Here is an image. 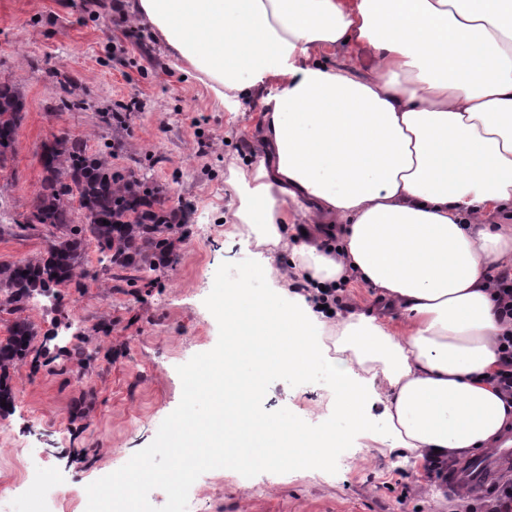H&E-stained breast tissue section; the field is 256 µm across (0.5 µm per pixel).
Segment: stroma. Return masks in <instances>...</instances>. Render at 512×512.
Segmentation results:
<instances>
[{
    "instance_id": "1",
    "label": "stroma",
    "mask_w": 512,
    "mask_h": 512,
    "mask_svg": "<svg viewBox=\"0 0 512 512\" xmlns=\"http://www.w3.org/2000/svg\"><path fill=\"white\" fill-rule=\"evenodd\" d=\"M321 60L366 79L379 73L368 48L341 44ZM0 83L26 98L15 148L0 167L5 223L23 222L43 178L42 146L60 136L82 139L93 151L112 144L114 168L147 174L165 191L161 205L189 208L174 262L137 287H119L91 244L85 262L98 280L71 292L64 307L41 296L26 311L38 334L0 421L13 442L0 450V491L16 475L14 459L39 449L56 473L54 493L74 506L88 484L153 441L181 399L177 366L217 342L218 324L204 300L223 262L251 256L225 236L238 206L228 167L261 157L266 91L242 94L237 111L216 109L203 85L184 76L151 30L115 0H0ZM67 84L82 110L54 111ZM133 98L142 107L126 112ZM120 111L126 124L106 127V116ZM51 234L41 226L0 235V263L39 257ZM101 322L110 324L109 334L93 336ZM79 400L91 408L83 420L72 415ZM263 407L306 415L318 430L333 416V390L320 383L297 393L278 380ZM344 456L333 474L307 469L248 479L215 469L190 491L198 512H470L486 494L479 486L438 492L425 465L364 432Z\"/></svg>"
}]
</instances>
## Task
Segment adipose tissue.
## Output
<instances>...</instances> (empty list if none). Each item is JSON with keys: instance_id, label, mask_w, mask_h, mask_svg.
Masks as SVG:
<instances>
[{"instance_id": "ef3b65f1", "label": "adipose tissue", "mask_w": 512, "mask_h": 512, "mask_svg": "<svg viewBox=\"0 0 512 512\" xmlns=\"http://www.w3.org/2000/svg\"><path fill=\"white\" fill-rule=\"evenodd\" d=\"M129 0L127 10L219 107L270 85L265 154L231 168L235 217L254 262L229 303L252 302L298 346L279 366L336 386L332 433L363 429L424 462L492 449L512 425L486 380L500 322L490 270L512 263V0ZM370 47L373 80L318 61ZM315 203L347 223L339 252L292 242L288 212ZM325 285L357 276L393 307L330 323L278 281L277 258ZM384 410L363 417L367 401Z\"/></svg>"}]
</instances>
